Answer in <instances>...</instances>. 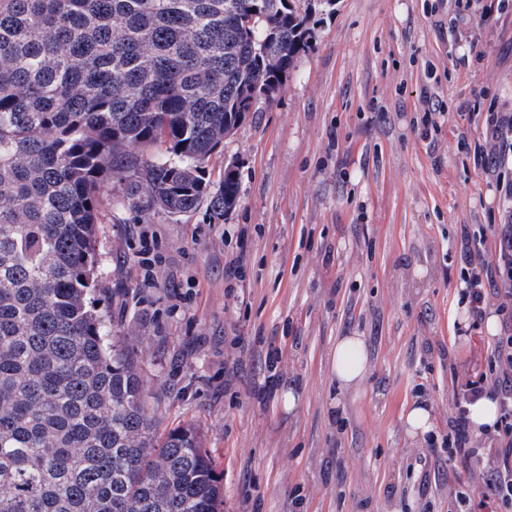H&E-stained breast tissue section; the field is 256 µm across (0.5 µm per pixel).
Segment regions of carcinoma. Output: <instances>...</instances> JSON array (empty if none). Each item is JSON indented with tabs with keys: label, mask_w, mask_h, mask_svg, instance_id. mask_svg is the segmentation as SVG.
<instances>
[{
	"label": "carcinoma",
	"mask_w": 512,
	"mask_h": 512,
	"mask_svg": "<svg viewBox=\"0 0 512 512\" xmlns=\"http://www.w3.org/2000/svg\"><path fill=\"white\" fill-rule=\"evenodd\" d=\"M310 37L293 0H0V512H222L197 428L156 435L87 301L97 217L113 177L229 213L204 164Z\"/></svg>",
	"instance_id": "carcinoma-1"
}]
</instances>
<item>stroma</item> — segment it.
Masks as SVG:
<instances>
[{
    "mask_svg": "<svg viewBox=\"0 0 512 512\" xmlns=\"http://www.w3.org/2000/svg\"><path fill=\"white\" fill-rule=\"evenodd\" d=\"M307 25L275 102L207 161L212 181L237 172L228 214L171 217L105 186L94 299L157 430L200 427L224 512H448L449 476L478 485L481 466L455 469L403 415L425 404L446 433L452 371H480L495 341L483 322L450 328L461 225L512 219L476 158L498 151L487 113L512 115V0H336ZM141 224L164 257L151 284L129 242ZM347 335L369 372L343 389ZM333 364L341 387L349 388L362 381L368 372L364 339L360 336L341 337L336 343Z\"/></svg>",
    "mask_w": 512,
    "mask_h": 512,
    "instance_id": "35a3bbf8",
    "label": "stroma"
}]
</instances>
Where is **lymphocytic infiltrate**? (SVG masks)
Listing matches in <instances>:
<instances>
[{"mask_svg":"<svg viewBox=\"0 0 512 512\" xmlns=\"http://www.w3.org/2000/svg\"><path fill=\"white\" fill-rule=\"evenodd\" d=\"M492 242L484 244L462 228L459 238V302L472 322L484 320L489 304H496L500 332L478 377L457 381L441 445L451 460L481 463L485 492L449 482L456 512H512V223L491 227ZM488 398L498 405L491 429L469 431V405Z\"/></svg>","mask_w":512,"mask_h":512,"instance_id":"obj_1","label":"lymphocytic infiltrate"}]
</instances>
